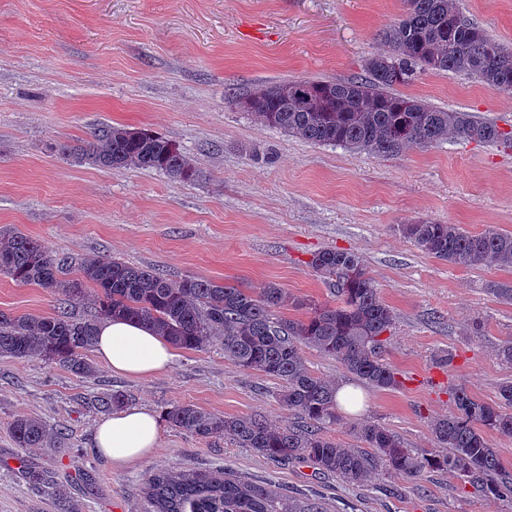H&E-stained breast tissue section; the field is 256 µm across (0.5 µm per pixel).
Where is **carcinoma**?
Instances as JSON below:
<instances>
[{
    "label": "carcinoma",
    "mask_w": 512,
    "mask_h": 512,
    "mask_svg": "<svg viewBox=\"0 0 512 512\" xmlns=\"http://www.w3.org/2000/svg\"><path fill=\"white\" fill-rule=\"evenodd\" d=\"M381 38L390 51L368 58L362 78L290 80L240 97L235 105L291 137L375 157H397L451 139L512 146V130L391 92L419 69L465 72L512 92V50L470 21L457 0H408L406 14ZM59 151L99 168L156 169L182 182L202 177L194 161L168 140L125 126L94 131ZM400 231L424 252L452 265L512 268V233L493 225L472 234L458 224L418 221L401 225ZM63 266L64 260L40 241L0 227V274L61 294L51 316L0 313V356L40 357L90 377L96 372L89 358L96 327L112 317L147 324L179 349L216 343L236 366L277 380L280 403L298 415L301 425L280 427L257 415L225 417L181 404L165 414L172 426L201 439H229L283 464L309 460L353 485L366 484L377 472L414 480L436 470L488 496L512 501V476L503 471L498 450L486 436L492 431L512 437V381L499 385L491 403L462 387L453 389L448 414L431 424L437 448L429 453L404 447L392 430L371 421L350 424L360 448L327 435L328 428L343 421L336 383L312 372L304 349L336 359L370 388L404 384L403 374L385 357L384 335L394 329L395 314L358 254L324 249L312 256L308 266L334 283L337 299L333 304H302L306 313L300 319L284 315L291 297L275 284L250 291L190 276L172 279L114 257H89L80 264L81 278L66 281ZM87 284L97 289L95 314L75 318L67 307ZM90 403L110 413L125 407L128 398L110 390L92 396ZM10 431L21 448L61 444L60 433L36 417L16 418ZM146 495L150 512H323L315 501L296 500L230 472L156 473Z\"/></svg>",
    "instance_id": "cac0c4a2"
}]
</instances>
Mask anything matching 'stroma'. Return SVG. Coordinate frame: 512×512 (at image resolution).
Segmentation results:
<instances>
[{
	"instance_id": "1",
	"label": "stroma",
	"mask_w": 512,
	"mask_h": 512,
	"mask_svg": "<svg viewBox=\"0 0 512 512\" xmlns=\"http://www.w3.org/2000/svg\"><path fill=\"white\" fill-rule=\"evenodd\" d=\"M461 11L512 48V0H459ZM405 0H0V226L16 228L68 261L115 257L259 290L275 283L304 303L333 301L308 265L328 247L357 253L396 314L386 358L405 387L363 388L358 419L395 432L405 446L433 448L432 421L464 386L495 401L512 380L498 351L512 341V302L495 292L512 269L449 265L400 227L419 220L470 232H512V147L452 140L394 158L289 137L232 102L299 78L364 76L385 52L379 32ZM396 93L469 112L512 129V93L458 72L421 71ZM124 125L160 135L203 171L175 182L153 169L110 170L58 152L94 128ZM56 298L0 275V313L50 315ZM453 352L450 367L435 358ZM85 377L41 358L0 357V512H149L145 482L157 472L226 471L324 512H512L440 472L410 482L379 474L349 485L311 464L283 465L224 439H200L162 423L154 453L117 469L94 446L101 419L87 397L119 390L157 415L177 404L280 425L296 422L276 380L225 360L220 346L179 349L149 379ZM62 429L58 448H20L14 418ZM46 471L30 481L28 468Z\"/></svg>"
}]
</instances>
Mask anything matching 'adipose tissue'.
Masks as SVG:
<instances>
[{
  "label": "adipose tissue",
  "instance_id": "1",
  "mask_svg": "<svg viewBox=\"0 0 512 512\" xmlns=\"http://www.w3.org/2000/svg\"><path fill=\"white\" fill-rule=\"evenodd\" d=\"M96 353L113 374L148 378L167 370L172 345L146 325L121 318L102 321L97 329ZM160 422L143 408H124L101 420L95 446L113 466L121 468L151 455L158 443Z\"/></svg>",
  "mask_w": 512,
  "mask_h": 512
}]
</instances>
